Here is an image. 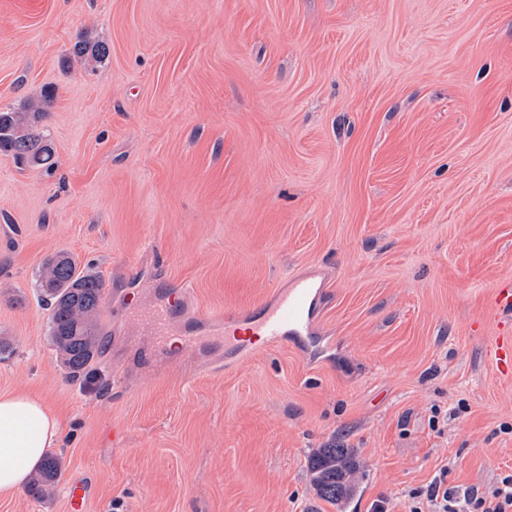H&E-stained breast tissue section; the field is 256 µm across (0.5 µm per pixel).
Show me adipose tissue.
Wrapping results in <instances>:
<instances>
[{
	"mask_svg": "<svg viewBox=\"0 0 512 512\" xmlns=\"http://www.w3.org/2000/svg\"><path fill=\"white\" fill-rule=\"evenodd\" d=\"M60 438L54 416L26 395H0V496L14 495Z\"/></svg>",
	"mask_w": 512,
	"mask_h": 512,
	"instance_id": "adipose-tissue-1",
	"label": "adipose tissue"
}]
</instances>
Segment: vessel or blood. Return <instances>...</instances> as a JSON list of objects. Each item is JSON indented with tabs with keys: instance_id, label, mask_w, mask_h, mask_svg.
Listing matches in <instances>:
<instances>
[{
	"instance_id": "1",
	"label": "vessel or blood",
	"mask_w": 512,
	"mask_h": 512,
	"mask_svg": "<svg viewBox=\"0 0 512 512\" xmlns=\"http://www.w3.org/2000/svg\"><path fill=\"white\" fill-rule=\"evenodd\" d=\"M324 288L325 281L318 275H292L258 305L236 311L193 310L192 295L183 290L162 298L147 320L156 330L180 321V345L208 361L220 363L228 356L288 343L317 355L322 346L315 325ZM491 356L502 374H511L512 337H495Z\"/></svg>"
}]
</instances>
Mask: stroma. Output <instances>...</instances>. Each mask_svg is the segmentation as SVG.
I'll list each match as a JSON object with an SVG mask.
<instances>
[{
  "label": "stroma",
  "instance_id": "35a3bbf8",
  "mask_svg": "<svg viewBox=\"0 0 512 512\" xmlns=\"http://www.w3.org/2000/svg\"><path fill=\"white\" fill-rule=\"evenodd\" d=\"M82 36L108 57L76 55ZM48 89L56 169L0 155V394L55 415L86 512H336L307 469L334 444L359 462L346 512L512 469V378L488 350L512 281V0H0V108ZM58 253L123 325L90 383L38 298ZM315 268L320 358L133 357L156 338L129 292L246 307ZM64 481L0 512H69Z\"/></svg>",
  "mask_w": 512,
  "mask_h": 512
}]
</instances>
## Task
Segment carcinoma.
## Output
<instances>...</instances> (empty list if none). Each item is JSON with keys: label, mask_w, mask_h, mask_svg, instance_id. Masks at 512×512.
Here are the masks:
<instances>
[{"label": "carcinoma", "mask_w": 512, "mask_h": 512, "mask_svg": "<svg viewBox=\"0 0 512 512\" xmlns=\"http://www.w3.org/2000/svg\"><path fill=\"white\" fill-rule=\"evenodd\" d=\"M78 55L91 54L98 60L108 56L102 42L80 38L74 45ZM53 100L47 92L37 106L0 110V155L20 167L52 170L57 164L48 135L38 130L45 107ZM76 260L69 256L49 258L38 279V290L50 310V335L61 363L75 376H87L100 349L97 316L104 294V282L95 275L76 273ZM311 486L316 498L333 506L348 501L355 491L357 470L355 450L341 445L321 448L308 462ZM60 462L53 456L44 460L28 485V493L44 497L61 480Z\"/></svg>", "instance_id": "1"}]
</instances>
